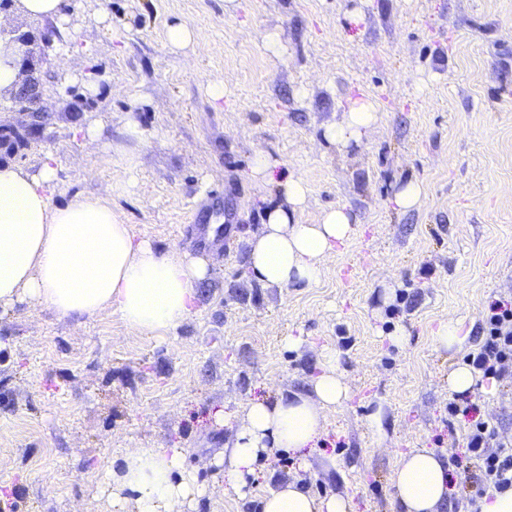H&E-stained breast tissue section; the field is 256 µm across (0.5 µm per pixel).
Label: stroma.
Masks as SVG:
<instances>
[{
	"instance_id": "obj_1",
	"label": "stroma",
	"mask_w": 512,
	"mask_h": 512,
	"mask_svg": "<svg viewBox=\"0 0 512 512\" xmlns=\"http://www.w3.org/2000/svg\"><path fill=\"white\" fill-rule=\"evenodd\" d=\"M9 14L22 30H56L42 67L57 79L41 135L0 150V164L33 173L52 158L53 204L108 197L159 252L202 253L212 269L196 313L168 336L130 332L108 311L0 309V454L13 461L0 512H121L102 476L128 448L182 449L207 489L194 512H258L293 479L347 496L352 512H397L398 453L462 452L464 423L448 418L457 357L437 347L439 323L463 319L474 345L488 304L512 300V0H67L61 24L17 2ZM177 22L205 51L169 46ZM360 95L380 123L360 144L326 141ZM131 122L140 139L126 138ZM259 149L304 180L300 223L344 205L360 225L317 284L269 287L248 271L265 204L281 200L250 177ZM127 171L133 187L108 193ZM411 180L425 197L399 210L393 193ZM196 210L228 225V245L191 246ZM399 327L401 348L389 340ZM291 335L303 346L288 349ZM325 346L350 398L327 411L316 448L273 452L246 496L225 490L219 460L248 403L308 391ZM471 395L512 436V387L486 380Z\"/></svg>"
}]
</instances>
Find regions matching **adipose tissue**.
I'll list each match as a JSON object with an SVG mask.
<instances>
[{
  "mask_svg": "<svg viewBox=\"0 0 512 512\" xmlns=\"http://www.w3.org/2000/svg\"><path fill=\"white\" fill-rule=\"evenodd\" d=\"M381 119L367 97L349 99L344 123L326 129L329 142H360ZM276 160L254 153L250 170L261 183L276 182L283 201L266 208L265 222L249 241L254 277L280 288L317 282L324 263L358 234L346 207L324 210L317 223L298 214L307 201L303 180L275 179ZM56 178L50 162L30 173L0 164V307L19 301L52 308L60 317L117 314L134 332L162 335L196 311L200 286L211 277L206 259L186 252L159 253L136 236L108 201L81 197L52 205L47 187ZM335 350L322 349L310 389L278 400L255 401L246 409L224 448V485L242 490L262 453L299 454L316 447L325 413L349 398L338 373ZM113 500L131 502L133 512H188L206 493L175 448H129L118 468L104 477ZM400 512H443L453 495L449 461L431 448L399 454L393 472ZM262 512H350L347 498L318 497L298 481L280 483L262 499Z\"/></svg>",
  "mask_w": 512,
  "mask_h": 512,
  "instance_id": "ef3b65f1",
  "label": "adipose tissue"
}]
</instances>
